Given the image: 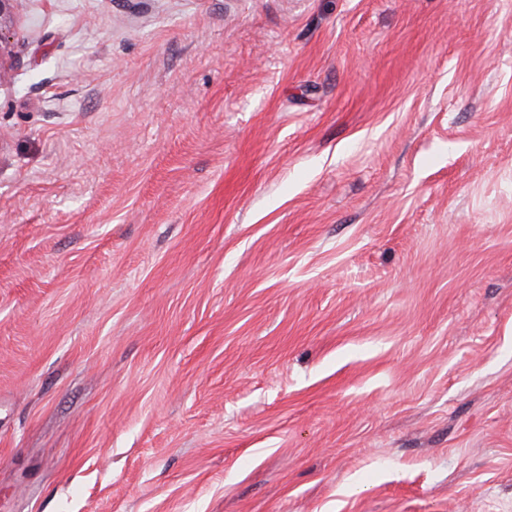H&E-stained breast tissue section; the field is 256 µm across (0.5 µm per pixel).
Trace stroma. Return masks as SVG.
Returning a JSON list of instances; mask_svg holds the SVG:
<instances>
[{"mask_svg": "<svg viewBox=\"0 0 512 512\" xmlns=\"http://www.w3.org/2000/svg\"><path fill=\"white\" fill-rule=\"evenodd\" d=\"M0 512H512V0H16Z\"/></svg>", "mask_w": 512, "mask_h": 512, "instance_id": "35a3bbf8", "label": "stroma"}]
</instances>
